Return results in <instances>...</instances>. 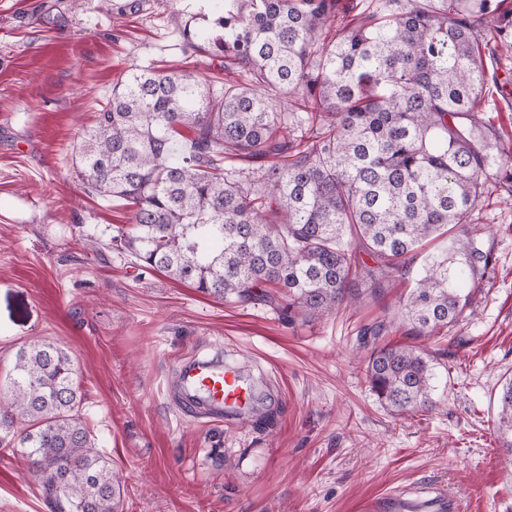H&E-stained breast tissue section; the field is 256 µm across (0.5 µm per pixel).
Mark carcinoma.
Instances as JSON below:
<instances>
[{"label": "carcinoma", "instance_id": "carcinoma-1", "mask_svg": "<svg viewBox=\"0 0 512 512\" xmlns=\"http://www.w3.org/2000/svg\"><path fill=\"white\" fill-rule=\"evenodd\" d=\"M500 2L386 0L349 16L340 0H230L186 35L223 50L240 80L216 89L134 69L86 131L78 177L128 206L112 242L140 266L289 321L357 300L446 236L401 309L418 335L438 334L471 309L494 262L471 227L483 178L512 182V146L484 117L486 50L512 54ZM271 158L284 163L260 166ZM384 328L363 329L371 391L394 412L432 410L431 360L384 342ZM82 401L70 351L19 348L0 381V446L22 450L53 512H118L121 484ZM499 431L512 450V379Z\"/></svg>", "mask_w": 512, "mask_h": 512}]
</instances>
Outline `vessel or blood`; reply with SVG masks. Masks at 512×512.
<instances>
[{
	"label": "vessel or blood",
	"mask_w": 512,
	"mask_h": 512,
	"mask_svg": "<svg viewBox=\"0 0 512 512\" xmlns=\"http://www.w3.org/2000/svg\"><path fill=\"white\" fill-rule=\"evenodd\" d=\"M180 390L193 413L233 419L250 412L256 387L235 363L222 358H197L180 372ZM369 512H462V504L434 487L420 491L392 489L368 503Z\"/></svg>",
	"instance_id": "b4317fda"
}]
</instances>
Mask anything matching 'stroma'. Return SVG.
<instances>
[{"mask_svg":"<svg viewBox=\"0 0 512 512\" xmlns=\"http://www.w3.org/2000/svg\"><path fill=\"white\" fill-rule=\"evenodd\" d=\"M204 2L0 0V375L23 345L71 351L80 417L120 479V512H360L419 484L467 512H512V451L498 432L512 378V183L489 180L474 212L495 258L474 314L435 336L413 332L400 300L444 239L355 305L291 323L112 245L130 213L85 191L76 151L132 69L227 79L223 54L182 36ZM381 319L386 341L430 353L434 410L398 415L371 391L359 336ZM215 355L268 388L259 420L207 423L183 410L175 367ZM0 512H49L16 448H0Z\"/></svg>","mask_w":512,"mask_h":512,"instance_id":"obj_1","label":"stroma"}]
</instances>
